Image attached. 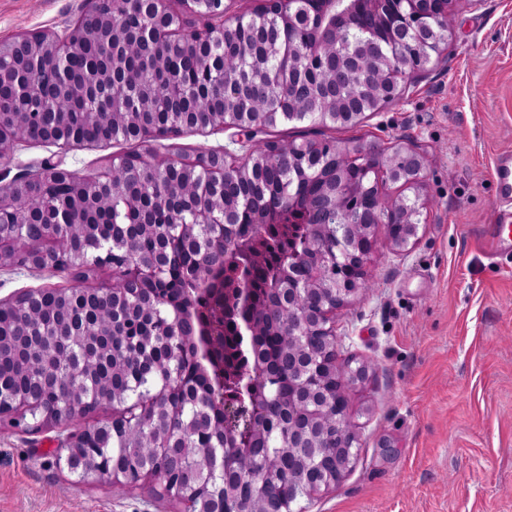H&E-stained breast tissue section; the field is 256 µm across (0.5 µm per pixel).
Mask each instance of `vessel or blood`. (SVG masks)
<instances>
[{
	"instance_id": "b4317fda",
	"label": "vessel or blood",
	"mask_w": 512,
	"mask_h": 512,
	"mask_svg": "<svg viewBox=\"0 0 512 512\" xmlns=\"http://www.w3.org/2000/svg\"><path fill=\"white\" fill-rule=\"evenodd\" d=\"M492 178L499 193L495 205V220L488 225L481 240L483 253L492 260L512 258V153L504 152L498 158Z\"/></svg>"
}]
</instances>
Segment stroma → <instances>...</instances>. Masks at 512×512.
<instances>
[{
    "label": "stroma",
    "instance_id": "1",
    "mask_svg": "<svg viewBox=\"0 0 512 512\" xmlns=\"http://www.w3.org/2000/svg\"><path fill=\"white\" fill-rule=\"evenodd\" d=\"M85 8L0 0V40L63 32ZM450 19L447 61L426 63L402 101L325 131L342 148L420 145L428 204L416 243L401 254L379 240L369 288L336 314L343 357L371 370L350 394L353 467L305 512H512V263L478 247L495 210L492 159L512 150V0H456ZM229 141L206 130L154 148L191 159ZM129 149L26 145L0 180L48 159L94 173ZM75 283L69 270L0 268V299ZM56 448L55 432L0 427V512H183L148 486L76 482Z\"/></svg>",
    "mask_w": 512,
    "mask_h": 512
}]
</instances>
